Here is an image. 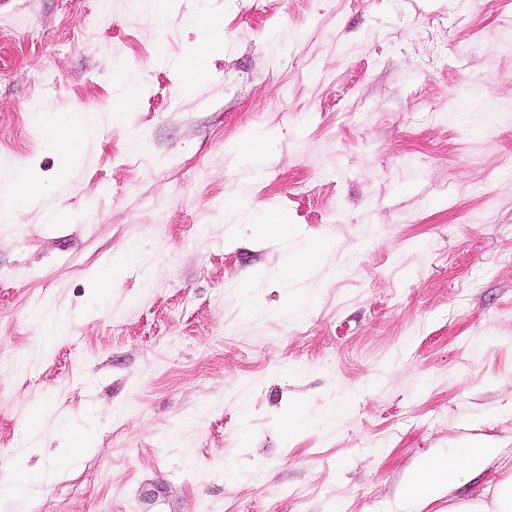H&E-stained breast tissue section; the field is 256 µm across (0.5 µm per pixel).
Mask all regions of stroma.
Listing matches in <instances>:
<instances>
[{"mask_svg": "<svg viewBox=\"0 0 512 512\" xmlns=\"http://www.w3.org/2000/svg\"><path fill=\"white\" fill-rule=\"evenodd\" d=\"M196 6L0 5V170L64 215L0 224V482L26 478L0 512H447L411 475L486 442L483 496L512 475V0H211L224 47L189 93ZM90 108L56 191L50 116ZM240 193L282 232L226 214ZM116 81L124 85L123 92L116 98L121 99V104L118 107L113 106V122L117 123L122 118L124 112H132L136 106V91L134 87L128 82L125 73H120ZM138 258V247L131 246L126 251L112 257V262L108 271L102 275L96 287L101 294H106L108 288L112 285V277L121 274L129 265L133 264ZM319 258V252L316 250H310L300 254L294 263L285 267L280 272V277L284 281H288V279L296 276L305 271H310L312 268L316 266V263Z\"/></svg>", "mask_w": 512, "mask_h": 512, "instance_id": "1", "label": "stroma"}]
</instances>
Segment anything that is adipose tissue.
I'll list each match as a JSON object with an SVG mask.
<instances>
[{"label":"adipose tissue","mask_w":512,"mask_h":512,"mask_svg":"<svg viewBox=\"0 0 512 512\" xmlns=\"http://www.w3.org/2000/svg\"><path fill=\"white\" fill-rule=\"evenodd\" d=\"M196 28L198 38L191 57L186 64L187 88H194L198 77L206 70L208 61L224 40L219 20L211 16L206 7H198L187 18ZM97 126L95 110H86L81 115L68 112L54 113L47 127L48 138L63 149L67 157L78 156L84 143L94 135ZM46 188L35 179H12L9 187H0V223L16 224L32 207L46 200ZM492 451L487 447L455 448L447 455L426 461L411 478L407 493L410 497H432L442 486L458 487L466 478L482 468Z\"/></svg>","instance_id":"ef3b65f1"}]
</instances>
